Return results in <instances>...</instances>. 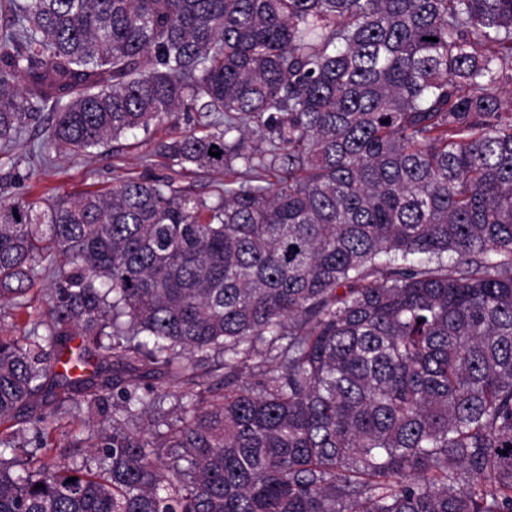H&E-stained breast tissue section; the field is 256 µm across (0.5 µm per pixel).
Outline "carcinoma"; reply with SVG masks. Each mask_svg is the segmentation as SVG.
I'll return each instance as SVG.
<instances>
[{"label":"carcinoma","instance_id":"obj_1","mask_svg":"<svg viewBox=\"0 0 512 512\" xmlns=\"http://www.w3.org/2000/svg\"><path fill=\"white\" fill-rule=\"evenodd\" d=\"M511 94L512 0H0L3 146L224 172L0 200V512H512ZM39 288H41L39 290ZM51 288V279L43 277L30 293V307L27 310L15 312L9 304H2V313L0 314V334L8 336H23L24 326L31 327V323L37 319L44 318L49 309V289ZM37 291V292H36ZM83 408V412L79 416L76 418L67 416L66 418L62 419L60 425L51 432L48 442L52 440V453L60 455L70 440L71 431H73L75 434H78L79 430L82 429V422L84 419H87L89 415L86 409V404L83 405Z\"/></svg>","mask_w":512,"mask_h":512}]
</instances>
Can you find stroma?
Returning <instances> with one entry per match:
<instances>
[{"instance_id":"35a3bbf8","label":"stroma","mask_w":512,"mask_h":512,"mask_svg":"<svg viewBox=\"0 0 512 512\" xmlns=\"http://www.w3.org/2000/svg\"><path fill=\"white\" fill-rule=\"evenodd\" d=\"M171 126L154 127L150 138L129 137L117 151H97L86 156H54L51 165L31 166L28 153L36 148L38 137L28 136L18 141L11 150L0 151V198L26 195L32 198L86 189L110 188L117 177L153 178L168 174L160 162L146 163L155 140L167 137ZM50 278H42L37 291L31 292L28 309L16 312L10 306L0 307V333L20 336L26 324L44 318L49 309Z\"/></svg>"}]
</instances>
